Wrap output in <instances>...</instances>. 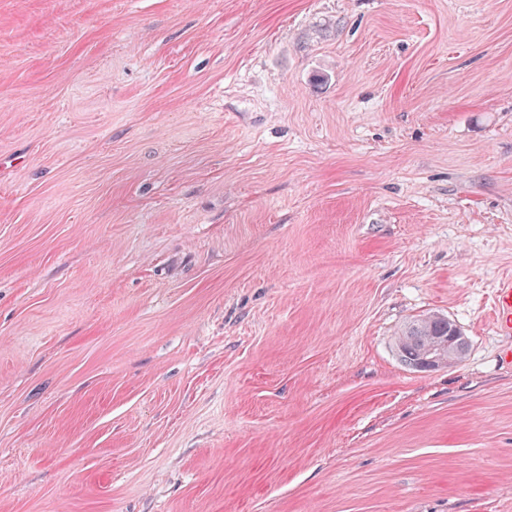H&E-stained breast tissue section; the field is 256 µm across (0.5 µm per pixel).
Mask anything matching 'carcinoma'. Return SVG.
I'll use <instances>...</instances> for the list:
<instances>
[{
	"instance_id": "cac0c4a2",
	"label": "carcinoma",
	"mask_w": 512,
	"mask_h": 512,
	"mask_svg": "<svg viewBox=\"0 0 512 512\" xmlns=\"http://www.w3.org/2000/svg\"><path fill=\"white\" fill-rule=\"evenodd\" d=\"M455 323L449 318L431 314L417 318L401 330L395 341V349L402 363L417 370H424V361L430 353H443V357L457 364L463 360L469 345L448 352V336L454 331Z\"/></svg>"
}]
</instances>
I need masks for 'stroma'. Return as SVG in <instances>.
Masks as SVG:
<instances>
[{"label": "stroma", "mask_w": 512, "mask_h": 512, "mask_svg": "<svg viewBox=\"0 0 512 512\" xmlns=\"http://www.w3.org/2000/svg\"><path fill=\"white\" fill-rule=\"evenodd\" d=\"M506 274L512 0H0V512H512ZM493 328L499 335H512L511 276L498 281L493 290ZM457 326L448 317L439 314H431L417 318L401 330L395 341V349L402 363L417 371H429L423 367L427 357L442 351L445 359V365L448 363V354L450 365L457 364L463 360L468 352L469 344L465 336L460 335L456 330ZM449 336V334H451ZM448 344V346H446ZM464 345V346H463ZM442 346V347H441Z\"/></svg>", "instance_id": "obj_1"}]
</instances>
